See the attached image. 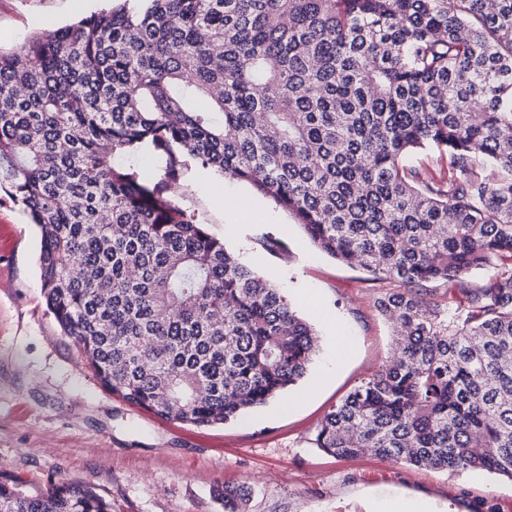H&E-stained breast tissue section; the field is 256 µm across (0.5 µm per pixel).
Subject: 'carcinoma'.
I'll use <instances>...</instances> for the list:
<instances>
[{
  "label": "carcinoma",
  "instance_id": "obj_1",
  "mask_svg": "<svg viewBox=\"0 0 512 512\" xmlns=\"http://www.w3.org/2000/svg\"><path fill=\"white\" fill-rule=\"evenodd\" d=\"M149 148L165 178L189 156L247 181L319 249L399 284L376 301L394 356L316 447L512 480V0H118L0 49V191L40 228L62 334L128 404L227 424L298 385L316 331L123 162ZM427 152L447 177L408 166ZM222 497L244 512L249 490ZM0 512L112 502L0 471Z\"/></svg>",
  "mask_w": 512,
  "mask_h": 512
}]
</instances>
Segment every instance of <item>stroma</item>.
Returning <instances> with one entry per match:
<instances>
[{
    "label": "stroma",
    "mask_w": 512,
    "mask_h": 512,
    "mask_svg": "<svg viewBox=\"0 0 512 512\" xmlns=\"http://www.w3.org/2000/svg\"><path fill=\"white\" fill-rule=\"evenodd\" d=\"M107 0H0V46L105 8ZM167 195L188 217L288 295L323 341L302 381L225 425L160 419L106 391L63 336L43 297L40 233L21 206L0 202V471L30 492L76 481L112 512H224L218 490L251 489L247 512H377L403 498L428 512H512V481L450 474L366 455L336 458L313 438L325 416L392 348L375 300L389 284L322 253L249 183L191 160ZM282 242L266 251L260 239ZM352 350L337 360L331 325Z\"/></svg>",
    "instance_id": "obj_1"
}]
</instances>
